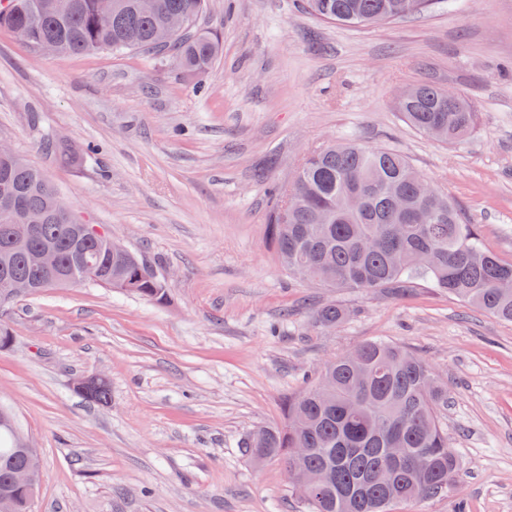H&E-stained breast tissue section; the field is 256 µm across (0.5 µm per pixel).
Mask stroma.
<instances>
[{"instance_id": "obj_1", "label": "stroma", "mask_w": 512, "mask_h": 512, "mask_svg": "<svg viewBox=\"0 0 512 512\" xmlns=\"http://www.w3.org/2000/svg\"><path fill=\"white\" fill-rule=\"evenodd\" d=\"M201 22L223 51L198 78L134 52L39 56L0 27V141L169 281L163 305L86 284L0 315V407L41 462L33 512H307L282 465L249 463L240 443L328 360L378 339L447 384L440 423L460 460L452 493L396 512H512V323L424 281L321 287L267 237L270 186L355 141L402 153L512 262V0H439L367 29L298 0H209ZM420 82L475 101L479 126L452 145L414 129L397 101ZM47 136L89 153L64 162ZM330 303L347 318L317 327ZM92 375L109 404L78 391Z\"/></svg>"}]
</instances>
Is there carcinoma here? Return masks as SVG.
Listing matches in <instances>:
<instances>
[{
    "instance_id": "obj_1",
    "label": "carcinoma",
    "mask_w": 512,
    "mask_h": 512,
    "mask_svg": "<svg viewBox=\"0 0 512 512\" xmlns=\"http://www.w3.org/2000/svg\"><path fill=\"white\" fill-rule=\"evenodd\" d=\"M121 8L105 25L97 0H0V27L30 49L51 42L58 53L83 55L110 50L136 51L151 60L171 59L197 75L206 72L222 51L217 28L199 24L208 0H156L145 14L138 0H119ZM437 0H303L304 9L325 23L369 27L400 21L429 9ZM181 15L184 29L163 44L157 36L163 18ZM415 94L397 102L398 111L418 131L454 144L478 126L481 112L464 95L455 99L424 82ZM45 147L77 162L80 148L46 138ZM419 174L392 149L358 143H328L308 152L285 194H275L267 235L288 272L324 288L407 289L430 282L461 302L512 322V292L499 287L512 279V262L487 250L472 224L462 220L447 194L420 193ZM12 194L17 210L44 213L40 237L33 242L57 246L62 269L77 266L84 253L105 271L100 285L163 304L168 284L136 255H111L102 243L77 241L78 223L65 209L45 173L15 154L0 157V188ZM7 223L0 217V260L11 271L34 281L35 292L49 287L30 262L9 252ZM345 309L328 304L315 322L331 328ZM318 379L284 405L282 421L241 442L250 462L277 460L288 471L326 475L320 490L295 491L308 512H392L397 503L448 495V472L458 459L439 422L448 405V388L436 383L427 363L387 341L366 342L328 361ZM108 403V383L100 379L87 393ZM32 456L16 447L13 432L0 426V494L11 496L15 512H32L29 491L10 483L13 470L30 465Z\"/></svg>"
}]
</instances>
